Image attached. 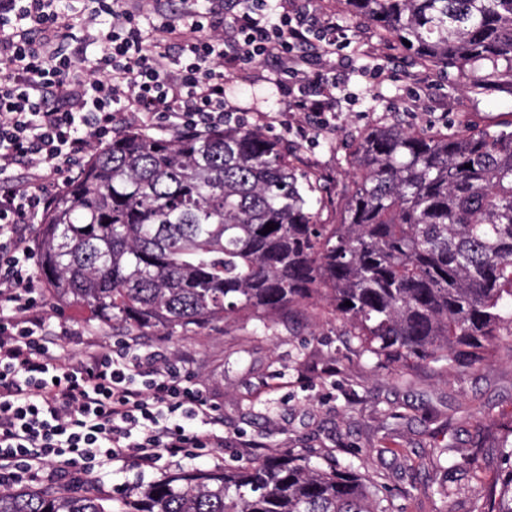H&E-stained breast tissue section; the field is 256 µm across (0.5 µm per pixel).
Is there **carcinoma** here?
Here are the masks:
<instances>
[{"instance_id": "cac0c4a2", "label": "carcinoma", "mask_w": 512, "mask_h": 512, "mask_svg": "<svg viewBox=\"0 0 512 512\" xmlns=\"http://www.w3.org/2000/svg\"><path fill=\"white\" fill-rule=\"evenodd\" d=\"M339 2L422 64L512 84V0ZM345 160L352 180L336 223L319 224L314 186L279 139L241 124L128 130L56 194L38 275L57 302L126 336L332 317L379 366L492 360L512 337V124H379L351 136ZM490 428L495 453L466 460L494 472L472 512H512V419ZM0 512L397 510L358 470L288 450L120 498L15 483L0 488Z\"/></svg>"}]
</instances>
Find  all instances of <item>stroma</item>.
I'll return each instance as SVG.
<instances>
[{"instance_id":"obj_1","label":"stroma","mask_w":512,"mask_h":512,"mask_svg":"<svg viewBox=\"0 0 512 512\" xmlns=\"http://www.w3.org/2000/svg\"><path fill=\"white\" fill-rule=\"evenodd\" d=\"M95 6V0H68L65 6L71 18L65 46L80 72L100 55L99 46L86 42L83 24ZM285 10L329 19L341 31L335 121L323 128L315 117L291 111L272 60L225 74L224 93L246 112L247 127L288 144L295 165L316 186L317 223L336 221L349 181L350 135L393 118L414 127H484L512 115L508 84L477 89L459 79L456 69L444 74L421 65L374 26L347 15L339 0H270L266 14L275 23ZM40 307L51 323L65 322L72 331L59 341V355H66L80 335L108 347L120 341L82 305L59 306L47 294ZM135 341L145 353L190 358L197 382L224 418V445L200 450L192 459L165 456L151 468L131 463L90 479L96 491L117 498L174 473L221 470L292 449L315 462L331 457L353 464L361 474L378 478L398 512H470L483 482L462 469L437 471L431 451L448 448L464 460L484 445L489 420L512 413V337L503 338L492 362L448 373L375 366L349 348L337 320L303 318L268 326L240 321L184 341L150 329ZM406 448L422 457V473L403 456ZM427 482L447 483L450 497L425 493Z\"/></svg>"}]
</instances>
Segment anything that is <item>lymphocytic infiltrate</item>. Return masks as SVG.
I'll list each match as a JSON object with an SVG mask.
<instances>
[{
	"label": "lymphocytic infiltrate",
	"mask_w": 512,
	"mask_h": 512,
	"mask_svg": "<svg viewBox=\"0 0 512 512\" xmlns=\"http://www.w3.org/2000/svg\"><path fill=\"white\" fill-rule=\"evenodd\" d=\"M61 2L0 0V487L30 478L77 488L118 462L150 466L224 445V421L187 365L92 339L66 357L55 352L68 330L39 312L31 232L93 145L121 134L129 116L179 131L223 127L236 112L222 93L228 62L271 59L288 75L311 68L290 96L293 109L323 127L334 109L332 21L285 13L272 24L263 19L266 0H236L228 18L216 10L170 16L153 0L145 33L142 8L96 0L84 25L101 55L79 75L59 44L70 27ZM171 40L180 43L175 58L163 50ZM21 164L30 184L15 179ZM189 420L200 429L186 428Z\"/></svg>",
	"instance_id": "1"
}]
</instances>
